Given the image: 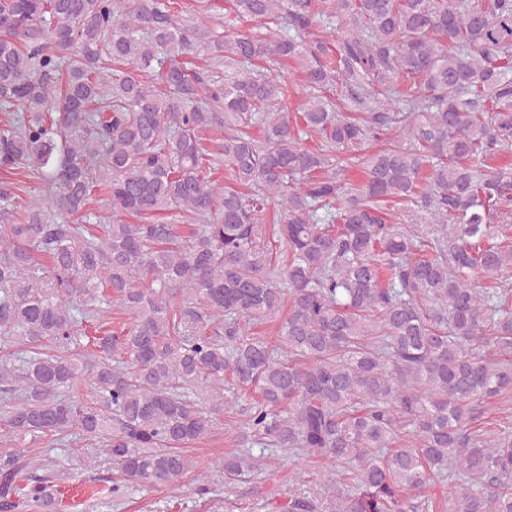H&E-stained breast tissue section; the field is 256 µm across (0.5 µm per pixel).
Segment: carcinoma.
<instances>
[{"label": "carcinoma", "instance_id": "carcinoma-1", "mask_svg": "<svg viewBox=\"0 0 512 512\" xmlns=\"http://www.w3.org/2000/svg\"><path fill=\"white\" fill-rule=\"evenodd\" d=\"M181 10L0 0V512L69 509L28 438L177 486L235 388L329 465L275 512H512V0H224L204 71ZM268 68V64L260 63ZM268 72L277 76L278 79L288 87V98L286 100L288 111L291 113L299 112L306 101L308 91L303 86L298 69L292 64L287 66H275L268 68Z\"/></svg>", "mask_w": 512, "mask_h": 512}]
</instances>
